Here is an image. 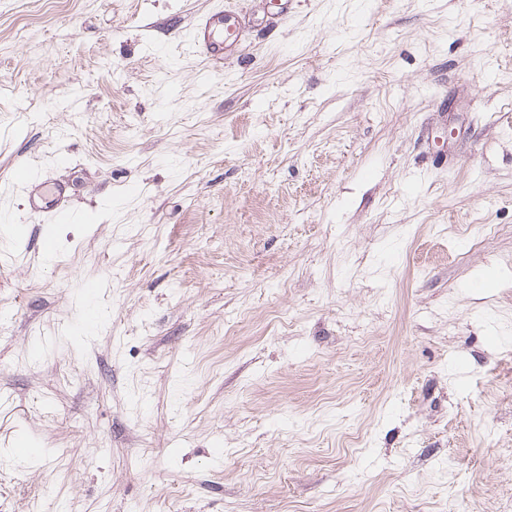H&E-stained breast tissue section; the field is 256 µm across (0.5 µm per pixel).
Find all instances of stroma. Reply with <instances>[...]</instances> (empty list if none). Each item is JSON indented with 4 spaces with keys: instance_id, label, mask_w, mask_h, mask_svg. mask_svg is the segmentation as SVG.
<instances>
[{
    "instance_id": "35a3bbf8",
    "label": "stroma",
    "mask_w": 512,
    "mask_h": 512,
    "mask_svg": "<svg viewBox=\"0 0 512 512\" xmlns=\"http://www.w3.org/2000/svg\"><path fill=\"white\" fill-rule=\"evenodd\" d=\"M269 15L0 0V512H512V0ZM245 26L238 21L232 28H224V14L214 12L200 15L192 30L191 45L208 61H221L241 45Z\"/></svg>"
}]
</instances>
